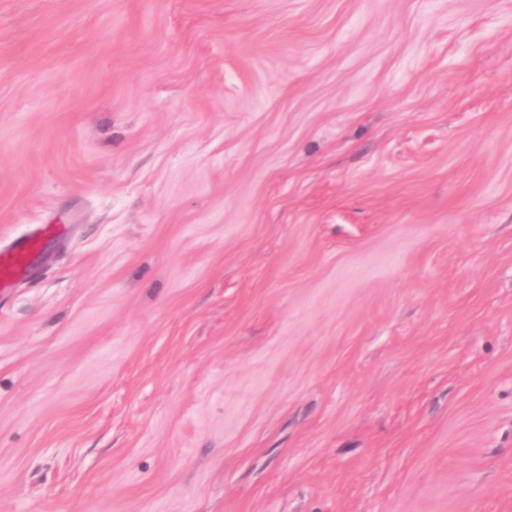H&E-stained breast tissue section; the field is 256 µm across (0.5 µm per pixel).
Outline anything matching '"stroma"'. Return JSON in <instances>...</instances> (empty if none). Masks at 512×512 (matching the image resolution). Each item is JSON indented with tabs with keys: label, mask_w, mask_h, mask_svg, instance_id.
<instances>
[{
	"label": "stroma",
	"mask_w": 512,
	"mask_h": 512,
	"mask_svg": "<svg viewBox=\"0 0 512 512\" xmlns=\"http://www.w3.org/2000/svg\"><path fill=\"white\" fill-rule=\"evenodd\" d=\"M0 512H512V0H0ZM54 233L47 224L28 236L15 239L0 248V288H9L28 274L36 256L44 249L46 239Z\"/></svg>",
	"instance_id": "stroma-1"
}]
</instances>
